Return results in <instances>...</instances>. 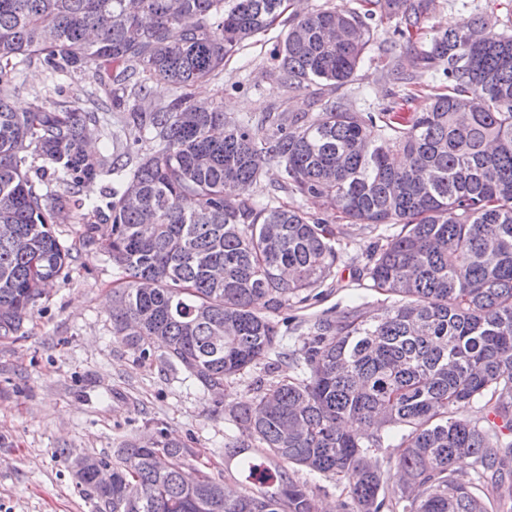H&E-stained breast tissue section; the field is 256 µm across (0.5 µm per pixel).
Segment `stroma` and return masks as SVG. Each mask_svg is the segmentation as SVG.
Wrapping results in <instances>:
<instances>
[{
  "label": "stroma",
  "mask_w": 512,
  "mask_h": 512,
  "mask_svg": "<svg viewBox=\"0 0 512 512\" xmlns=\"http://www.w3.org/2000/svg\"><path fill=\"white\" fill-rule=\"evenodd\" d=\"M394 25L377 29L365 65L347 88L354 107H378L392 88L384 65ZM285 26L257 35L229 60L221 76L195 85L197 99L223 100L225 112L256 123L271 112H310L330 90L314 84L289 93L281 87L271 58L284 40ZM16 109H28L35 96L51 101L81 99L77 75H53L31 68L21 78ZM90 208L55 224L59 239L70 246L64 281L36 304L20 339H0V512H101L99 501L79 486L62 455L69 448L98 457L112 455L125 441L146 438L158 429L187 442L197 465L237 487L260 492L237 461L224 457L227 439L244 433L224 417L225 400L247 395L249 378L231 383L225 395L204 392L158 357L139 358L112 336V303L119 273L103 249L105 236ZM341 241L335 277L305 311V323L289 319L283 344L297 345L309 320L354 308L382 312L389 301L367 288L359 273L369 245L391 234L382 225L370 231L349 225Z\"/></svg>",
  "instance_id": "stroma-1"
}]
</instances>
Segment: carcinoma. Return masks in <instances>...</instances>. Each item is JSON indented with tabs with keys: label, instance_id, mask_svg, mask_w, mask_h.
Here are the masks:
<instances>
[{
	"label": "carcinoma",
	"instance_id": "carcinoma-1",
	"mask_svg": "<svg viewBox=\"0 0 512 512\" xmlns=\"http://www.w3.org/2000/svg\"><path fill=\"white\" fill-rule=\"evenodd\" d=\"M284 2L0 0V338L17 335L66 277L70 248L52 226L110 175L94 210L110 225L104 249L121 274L115 340L141 358L161 349L159 359L211 393L284 360L295 373L258 377L224 408L252 438L225 443L228 459L250 473L260 457L322 474L343 485L338 512H488L474 486L502 482L512 465V19L498 18L493 0H464L467 16L432 30L410 67L388 57L396 89L375 113L342 93L313 114L250 124L219 101L192 99L187 89L220 76L244 42L277 24ZM429 2L292 13L274 52L283 86L345 88L374 41L372 22L395 21L409 42ZM31 67L80 74L86 100L37 96L16 111L18 75ZM427 74L436 85L404 111ZM152 84L176 96L147 111ZM112 112L123 113L115 128ZM96 132L135 163L88 153ZM272 161L290 195L350 224L396 227L371 244L362 270L394 304L319 318L289 352L275 317L335 277L343 231L254 201ZM50 173L63 189L44 193ZM476 402L481 424L464 415ZM395 427L406 434L392 474L383 441ZM62 454L110 512H318L313 492L281 467L258 474L271 492L226 490L202 469L186 482L195 450L161 430L110 458ZM463 458L472 473L454 468Z\"/></svg>",
	"mask_w": 512,
	"mask_h": 512
}]
</instances>
